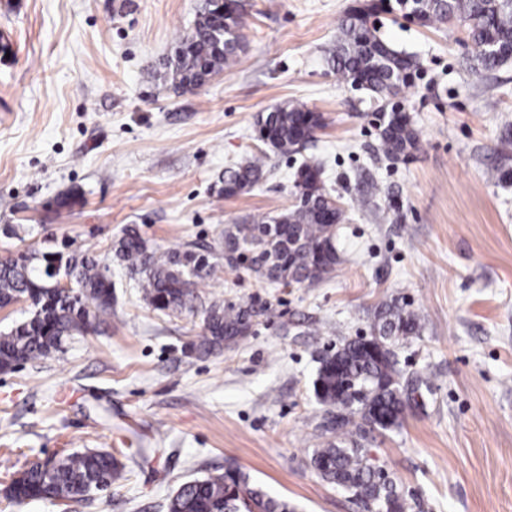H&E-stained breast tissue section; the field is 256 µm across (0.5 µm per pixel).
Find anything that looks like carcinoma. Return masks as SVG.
Segmentation results:
<instances>
[{
	"mask_svg": "<svg viewBox=\"0 0 512 512\" xmlns=\"http://www.w3.org/2000/svg\"><path fill=\"white\" fill-rule=\"evenodd\" d=\"M405 17L424 27L448 24L463 29L471 48L469 67L490 71L512 62V0H396ZM384 9L365 0L338 24L336 41L328 49L336 81L366 90L385 118L379 125L382 152L406 158L417 150L420 135L410 116L392 99L410 87L422 71L415 57L395 49L380 36L371 18ZM243 4L232 0L226 12L214 0H203L193 29L177 39L164 63L174 87L205 84L242 49ZM258 138L289 154L313 138L322 127L319 115L299 106H278L259 116ZM267 154H255L224 171L219 187L226 197L251 189L263 178ZM294 187L299 196L291 209L258 221L232 224L214 244H188L159 251L129 226L113 246L114 257L135 277L148 305L167 316L201 315L204 332L191 343L199 355H209L246 336L267 306L204 305L199 284L224 270L245 269L270 282L312 284L339 262L335 245L344 209L333 199L315 165L300 166ZM58 258L62 274L74 289L63 294L49 287V259ZM109 265L89 251L64 253L52 247L23 252L0 262V308L19 300L29 302L28 318L0 330V372L61 351L68 336L94 331L112 315ZM417 313L394 300L375 315L370 333L346 341L321 363L313 383L317 401L336 424H318L321 447L312 466L328 482L351 491L371 512H408L407 499L393 479L374 463L363 441L368 429L390 430L404 413L395 347L421 336ZM125 465L108 451L87 450L36 462L11 479L4 489L6 507L32 500L74 502L93 492H105L123 478ZM167 512H295L288 500L270 496L250 483L238 467L181 485Z\"/></svg>",
	"mask_w": 512,
	"mask_h": 512,
	"instance_id": "cac0c4a2",
	"label": "carcinoma"
}]
</instances>
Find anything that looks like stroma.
I'll use <instances>...</instances> for the list:
<instances>
[{"mask_svg":"<svg viewBox=\"0 0 512 512\" xmlns=\"http://www.w3.org/2000/svg\"><path fill=\"white\" fill-rule=\"evenodd\" d=\"M201 0H0V259L46 241L107 253L126 225L151 246L211 243L290 208L303 161L345 210L336 269L311 286L253 273L202 282L204 302L270 306L272 320L221 352L189 343L201 318L153 311L119 264L116 303L63 352L0 373V490L31 463L117 452L126 478L82 501L21 512H166L184 481L240 467L297 512H366L310 462L319 361L369 333L400 300L421 318L398 346L399 427L366 446L408 512H512V63L471 70L456 27L382 15V36L422 72L398 101L420 133L404 160L380 149L376 107L337 84L325 51L359 0H244V48L202 87L177 90L161 62ZM321 115L299 152L270 154L248 192L220 195L225 168L263 150L256 118L284 103ZM377 205H363L370 184ZM71 196V206L58 200Z\"/></svg>","mask_w":512,"mask_h":512,"instance_id":"35a3bbf8","label":"stroma"}]
</instances>
